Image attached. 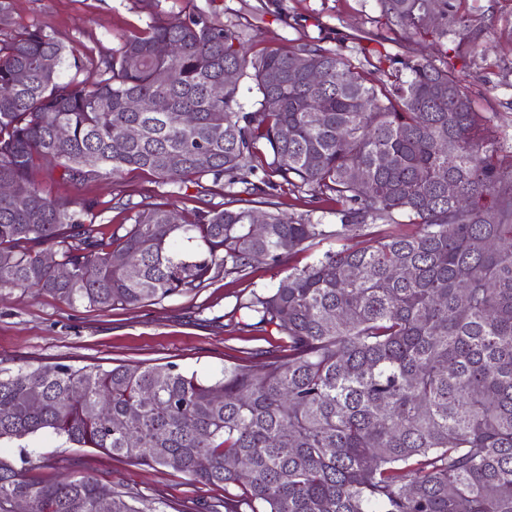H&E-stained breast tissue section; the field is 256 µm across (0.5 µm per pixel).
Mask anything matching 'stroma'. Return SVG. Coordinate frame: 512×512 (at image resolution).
Returning a JSON list of instances; mask_svg holds the SVG:
<instances>
[{
	"label": "stroma",
	"mask_w": 512,
	"mask_h": 512,
	"mask_svg": "<svg viewBox=\"0 0 512 512\" xmlns=\"http://www.w3.org/2000/svg\"><path fill=\"white\" fill-rule=\"evenodd\" d=\"M470 29L476 43L461 36L446 40L432 35L391 38L381 25L378 0H159L157 10L169 22L190 14L233 25L245 33L253 53L288 48L318 39L323 46L351 45L353 38L380 39L393 55L414 59L440 58L456 52L459 84L477 111L496 113V133L512 135V0H467ZM150 21L141 0H10V23L0 26V39L14 29L35 25L74 47L80 69L66 68L65 78L83 79L95 73L101 60L120 48L123 40ZM51 195L94 199L102 232L130 227L126 202L151 197L170 208L188 212L224 202L226 192L214 188L199 193L192 183L159 185L152 176L126 171L86 184H70L35 173ZM281 267L262 266L248 276L220 275L203 287L134 307L99 311L71 305L30 289L0 290V365L73 367L118 364H176L181 370L210 380L221 377L224 366L239 358L259 366L260 351L276 342L279 333L268 329L265 339L246 328L240 302L252 292L276 287ZM28 455L25 475L53 482L71 475H89L104 483H123L140 494L161 500L165 512H196L200 503L222 500L220 486L194 482L168 467H147L93 448H81L49 431L23 442L0 444V457L19 462Z\"/></svg>",
	"instance_id": "stroma-1"
}]
</instances>
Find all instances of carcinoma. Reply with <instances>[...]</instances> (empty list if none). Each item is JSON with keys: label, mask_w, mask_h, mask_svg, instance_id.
I'll return each instance as SVG.
<instances>
[{"label": "carcinoma", "mask_w": 512, "mask_h": 512, "mask_svg": "<svg viewBox=\"0 0 512 512\" xmlns=\"http://www.w3.org/2000/svg\"><path fill=\"white\" fill-rule=\"evenodd\" d=\"M379 2L404 36L421 32L428 10L438 38L469 31L461 0ZM161 42L173 54L159 55ZM354 51L365 63L316 41L251 58L232 26L153 19L78 81L63 78L64 63H80L54 35L31 26L0 40V183L12 188L0 196V289L110 310L192 291L220 271L281 266L315 241H370L290 267L241 304L245 327L281 336L259 369L226 364L206 381L172 363L0 368V442L48 430L172 467L224 487L208 512H512V150L484 134L496 113L475 110L450 55L437 64L381 54L375 64V50ZM298 59L322 81L301 77ZM226 68L238 81L213 97ZM241 80L257 93L251 112L238 101ZM135 98L162 110L135 111ZM176 112L195 123H172ZM130 126L138 139H127ZM42 161L73 184L141 170L161 185L230 193L188 213L127 202L131 227L106 237L96 200L36 183ZM284 185L336 201L339 223L284 220L270 200ZM400 217L416 231L378 230ZM130 253L134 268L123 262ZM200 456L208 467H197ZM20 498L29 512H162L122 485L34 482L0 459V512Z\"/></svg>", "instance_id": "obj_1"}]
</instances>
